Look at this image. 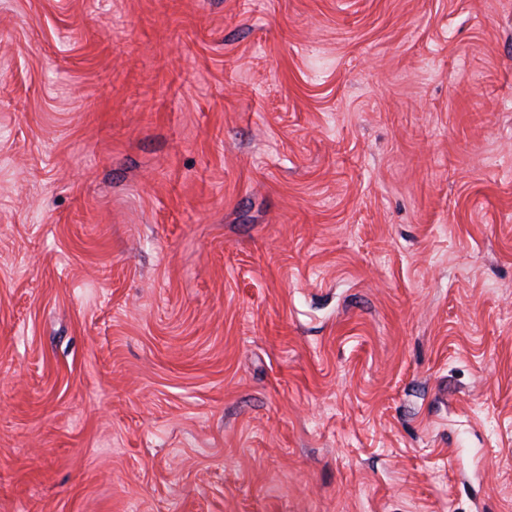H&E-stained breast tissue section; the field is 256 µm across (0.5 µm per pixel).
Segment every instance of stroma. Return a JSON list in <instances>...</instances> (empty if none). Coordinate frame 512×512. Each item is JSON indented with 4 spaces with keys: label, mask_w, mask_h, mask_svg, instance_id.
Segmentation results:
<instances>
[{
    "label": "stroma",
    "mask_w": 512,
    "mask_h": 512,
    "mask_svg": "<svg viewBox=\"0 0 512 512\" xmlns=\"http://www.w3.org/2000/svg\"><path fill=\"white\" fill-rule=\"evenodd\" d=\"M0 512H512V0H0Z\"/></svg>",
    "instance_id": "obj_1"
}]
</instances>
